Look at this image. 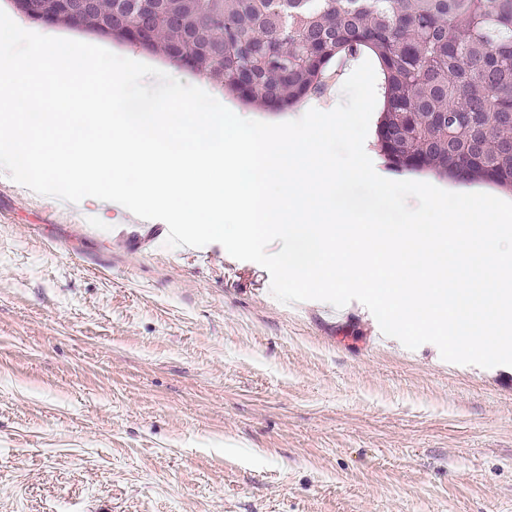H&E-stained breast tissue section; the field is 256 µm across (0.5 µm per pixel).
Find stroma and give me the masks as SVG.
<instances>
[{
  "label": "stroma",
  "mask_w": 512,
  "mask_h": 512,
  "mask_svg": "<svg viewBox=\"0 0 512 512\" xmlns=\"http://www.w3.org/2000/svg\"><path fill=\"white\" fill-rule=\"evenodd\" d=\"M120 221L0 173V512H512V366Z\"/></svg>",
  "instance_id": "1"
}]
</instances>
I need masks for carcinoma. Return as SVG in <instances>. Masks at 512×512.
Here are the masks:
<instances>
[{
    "instance_id": "carcinoma-1",
    "label": "carcinoma",
    "mask_w": 512,
    "mask_h": 512,
    "mask_svg": "<svg viewBox=\"0 0 512 512\" xmlns=\"http://www.w3.org/2000/svg\"><path fill=\"white\" fill-rule=\"evenodd\" d=\"M90 18L121 40L135 21L147 41L131 45L277 111L367 48L386 165L512 191V0H154L137 19L99 0Z\"/></svg>"
}]
</instances>
